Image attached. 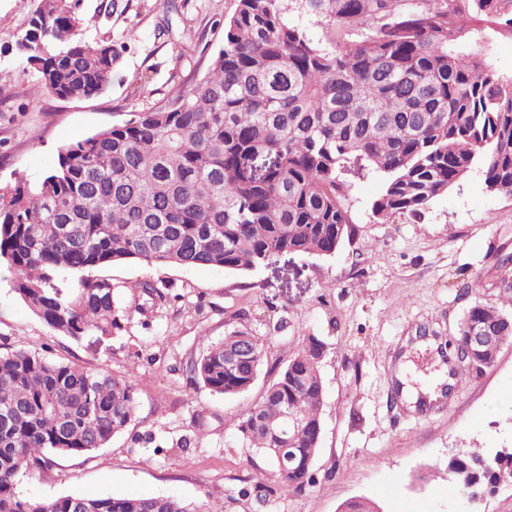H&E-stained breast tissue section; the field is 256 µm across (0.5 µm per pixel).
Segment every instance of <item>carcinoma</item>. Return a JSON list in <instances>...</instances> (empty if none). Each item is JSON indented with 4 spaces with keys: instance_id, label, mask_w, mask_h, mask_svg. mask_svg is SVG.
<instances>
[{
    "instance_id": "1",
    "label": "carcinoma",
    "mask_w": 512,
    "mask_h": 512,
    "mask_svg": "<svg viewBox=\"0 0 512 512\" xmlns=\"http://www.w3.org/2000/svg\"><path fill=\"white\" fill-rule=\"evenodd\" d=\"M72 0H41L18 49L38 74L35 93L61 99L101 94L119 50L82 37ZM315 27L314 33L310 27ZM512 39V0H235L223 45L204 73L159 107L58 150L40 180L0 186V263L30 312L81 342L112 337L133 307L96 268L130 259L148 265L249 273L275 256H333L355 234L354 179L378 173L375 218L419 217L474 168L486 188L512 197V72L490 53ZM151 304L167 297L140 283ZM512 292L472 305L451 343L465 357L458 383L494 365L495 351L465 355L466 326L479 322L512 343ZM248 342L253 363L229 353ZM326 343L305 336L273 371L261 399L235 423L238 437L272 469L283 494L297 482L284 447L314 465L323 429ZM264 364L260 337L233 327L189 366L210 391H247ZM126 377L24 349L0 352V512H195L162 495L23 500V477L56 460L107 447L133 421ZM294 415L293 426L284 413ZM458 492L512 478V456L475 449L451 457ZM369 498L341 512H375Z\"/></svg>"
}]
</instances>
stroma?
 <instances>
[{
  "instance_id": "35a3bbf8",
  "label": "stroma",
  "mask_w": 512,
  "mask_h": 512,
  "mask_svg": "<svg viewBox=\"0 0 512 512\" xmlns=\"http://www.w3.org/2000/svg\"><path fill=\"white\" fill-rule=\"evenodd\" d=\"M39 3L0 0V186L40 180L60 147L164 104L204 71L235 8V0H79L83 37L112 43L121 58L107 91L61 100L33 96V72L16 49ZM381 188L374 174L357 182L355 238L329 258L284 254L246 275L137 260L97 269L124 303L145 280L170 298L100 344L57 335L1 273V345L129 378L137 400L127 432L23 479L19 495H166L196 512H338L365 496L382 512H469L447 480L448 455L512 448V344L426 413L396 396L395 372L404 364L412 386L433 384L466 310L498 303L501 282L512 279V197L487 191L475 169L421 218L379 223L371 203ZM239 324L262 339L265 360L251 389L225 397L190 379L186 364ZM308 335L327 344L316 481L262 501L242 491L260 469L234 422Z\"/></svg>"
}]
</instances>
